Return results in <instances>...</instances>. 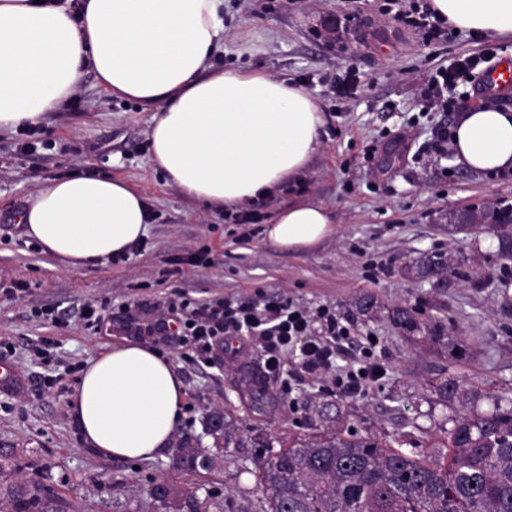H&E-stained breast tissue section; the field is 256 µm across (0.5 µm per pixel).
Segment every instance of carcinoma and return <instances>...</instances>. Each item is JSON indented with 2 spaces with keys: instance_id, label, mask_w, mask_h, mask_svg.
Wrapping results in <instances>:
<instances>
[{
  "instance_id": "carcinoma-1",
  "label": "carcinoma",
  "mask_w": 512,
  "mask_h": 512,
  "mask_svg": "<svg viewBox=\"0 0 512 512\" xmlns=\"http://www.w3.org/2000/svg\"><path fill=\"white\" fill-rule=\"evenodd\" d=\"M488 224L498 239L501 258L512 260V214L482 212L468 216ZM448 272L440 257L416 266V277ZM394 321L411 332L419 329L413 309L395 311ZM447 401L461 399L453 427L428 458L392 446L336 436L283 449L259 465L264 499L235 510L224 498L200 488L181 492L163 477L153 478L146 495L125 512H512V396L496 395L492 409L468 405L467 383L447 380L436 389ZM205 436H219L224 447H240L218 412L202 419ZM177 467L190 475L209 473L215 458L208 449L179 444ZM54 489L44 477H31L10 491L0 512H60Z\"/></svg>"
}]
</instances>
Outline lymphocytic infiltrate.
<instances>
[{"label":"lymphocytic infiltrate","mask_w":512,"mask_h":512,"mask_svg":"<svg viewBox=\"0 0 512 512\" xmlns=\"http://www.w3.org/2000/svg\"><path fill=\"white\" fill-rule=\"evenodd\" d=\"M393 18L419 29L428 43L448 34L430 0H404ZM175 328L194 347L201 363L221 358L226 337L246 336L260 350L266 372H278L284 357L291 354L296 358L291 381L301 384L323 378L344 398L364 394L381 373L368 342L362 344L356 365H340L342 353L352 343V333L326 308L312 312L264 298L197 303L183 299L172 303L170 316L158 319L153 331L167 336Z\"/></svg>","instance_id":"1"}]
</instances>
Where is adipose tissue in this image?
<instances>
[{"label":"adipose tissue","mask_w":512,"mask_h":512,"mask_svg":"<svg viewBox=\"0 0 512 512\" xmlns=\"http://www.w3.org/2000/svg\"><path fill=\"white\" fill-rule=\"evenodd\" d=\"M224 0H84L80 12L44 0H0V131L37 126L75 93L92 67L112 95L153 109L152 160L185 196L222 211L274 193L298 176L323 117L302 87L267 72L216 67ZM450 28L512 38V0H431ZM456 164L512 170V112L463 113ZM43 253L79 267L124 252L149 224L145 198L113 177L41 183L18 218ZM334 230L331 212L302 200L265 229L282 251L313 247ZM185 387L153 348L124 341L89 360L71 400L86 444L99 454L150 461L168 446Z\"/></svg>","instance_id":"ef3b65f1"}]
</instances>
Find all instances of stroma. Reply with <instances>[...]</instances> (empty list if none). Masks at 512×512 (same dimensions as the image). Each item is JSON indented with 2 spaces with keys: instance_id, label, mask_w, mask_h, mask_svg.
I'll return each instance as SVG.
<instances>
[{
  "instance_id": "1",
  "label": "stroma",
  "mask_w": 512,
  "mask_h": 512,
  "mask_svg": "<svg viewBox=\"0 0 512 512\" xmlns=\"http://www.w3.org/2000/svg\"><path fill=\"white\" fill-rule=\"evenodd\" d=\"M496 47L512 56V41L461 31L424 45L418 30L392 21L386 0H224V45L216 65L262 70L304 87L324 120L305 171L277 192L246 202L259 217L236 224L201 209L169 183L150 158L152 110L107 93L92 68L82 72L72 99L45 123L51 147L18 156L14 133L0 134V284L25 283L18 298L0 293V361L13 386L0 389V448L13 449L27 473L51 478L64 504L83 512H112V482L128 497L150 477L170 475L184 491L205 485L240 502L258 493L257 458L328 434L391 445L428 456L445 437L455 404L433 387L467 380L479 409L489 396L512 392V261L497 255L493 235L449 231L461 209L484 212L512 204V172L478 173L453 161L443 127L478 106L472 76L453 90L454 111L426 108L425 92L438 68ZM355 73L358 88L339 96L334 79ZM404 143H394V136ZM113 176L146 199L152 220L143 248L119 264L105 259L71 270L33 246L16 219L44 180ZM313 200L330 209L336 232L306 251L284 252L264 240L266 223L289 203ZM206 248L209 267L185 264ZM434 254L455 271L422 280L411 268ZM187 300L285 298L329 307L356 336L377 339L374 357L384 372L365 395L342 398L326 380L288 386L287 371L267 375L255 399L248 377L264 373L251 350L206 366L182 337H143L166 356L185 385L175 441L201 439L219 452L211 474L186 477L174 452L148 463L112 459L89 448L71 412L79 368L124 338L126 317L140 326L166 313L176 294ZM371 297L373 307L359 302ZM106 306L102 329L85 326L83 307ZM418 311L421 328L409 333L392 318L396 306ZM57 307L51 325L32 307ZM446 340L432 343L425 328ZM56 382L46 386L44 378ZM220 411L242 445L220 449L202 434L205 413Z\"/></svg>"
}]
</instances>
